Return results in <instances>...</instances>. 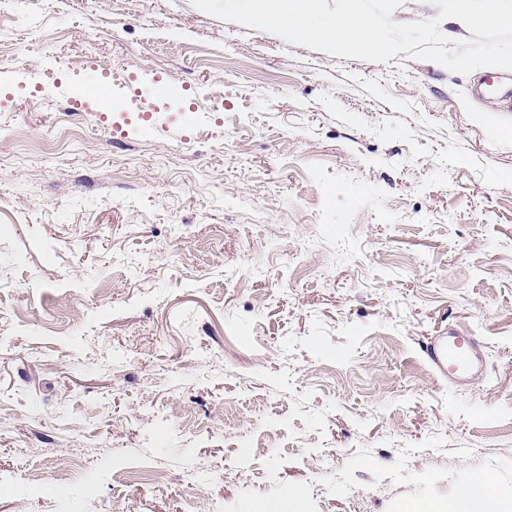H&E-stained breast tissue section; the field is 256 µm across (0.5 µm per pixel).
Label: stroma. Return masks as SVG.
I'll use <instances>...</instances> for the list:
<instances>
[{"mask_svg": "<svg viewBox=\"0 0 512 512\" xmlns=\"http://www.w3.org/2000/svg\"><path fill=\"white\" fill-rule=\"evenodd\" d=\"M0 59V512L512 496V70L191 0H15ZM95 69L110 100L66 111ZM451 329L484 346L467 387L424 353Z\"/></svg>", "mask_w": 512, "mask_h": 512, "instance_id": "obj_1", "label": "stroma"}]
</instances>
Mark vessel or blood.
<instances>
[{
    "label": "vessel or blood",
    "mask_w": 512,
    "mask_h": 512,
    "mask_svg": "<svg viewBox=\"0 0 512 512\" xmlns=\"http://www.w3.org/2000/svg\"><path fill=\"white\" fill-rule=\"evenodd\" d=\"M431 367L458 386H466L485 372L484 350L477 337L454 331L435 336L425 344Z\"/></svg>",
    "instance_id": "1"
}]
</instances>
